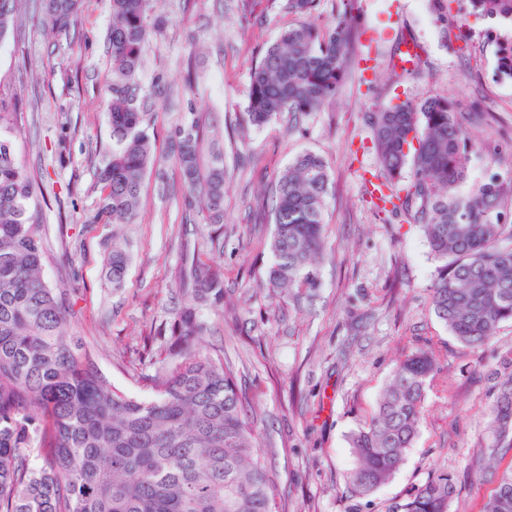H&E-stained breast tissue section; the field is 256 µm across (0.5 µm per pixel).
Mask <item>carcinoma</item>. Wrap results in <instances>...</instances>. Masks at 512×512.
Wrapping results in <instances>:
<instances>
[{
    "label": "carcinoma",
    "instance_id": "obj_1",
    "mask_svg": "<svg viewBox=\"0 0 512 512\" xmlns=\"http://www.w3.org/2000/svg\"><path fill=\"white\" fill-rule=\"evenodd\" d=\"M20 0H0V43L14 29ZM45 24L68 32L81 0H39ZM152 0H112L107 121L112 151L95 177L98 216L131 224L143 206L142 184L156 168L144 120L143 47L161 27ZM358 0H340L332 21L311 22L321 0H283L295 23L252 67L245 121L262 128L283 114L298 121L334 103L349 76ZM468 14L512 25V0H468ZM494 43L492 78L512 83V37ZM23 107L0 98V512H276L272 471L256 454V430L234 367L197 348L206 307L224 304V269L199 257L179 275L183 304L154 328L166 357L150 359L154 396L143 400L112 386L96 353L70 329L64 290L43 278L39 199L19 163L11 135ZM361 149L376 154L369 204L384 215L406 213L422 225L438 259L430 289L435 315L460 342L487 343L512 321V182L493 174L464 188L476 143L456 102L440 94L419 103L377 101L365 113ZM209 127L198 116L179 128L170 154L179 190L205 223H224V154L203 161ZM331 191L325 159L299 155L270 188L273 231L265 287H297L309 297L325 260L324 208ZM125 248L112 243L107 275L122 286ZM435 359L415 352L388 380L371 420L351 432L354 464L347 491L372 494L403 466L416 440ZM490 454L512 449V369L499 376L490 410ZM454 477L439 469L388 512H449ZM482 512H512V470L497 477Z\"/></svg>",
    "mask_w": 512,
    "mask_h": 512
}]
</instances>
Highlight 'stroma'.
Returning <instances> with one entry per match:
<instances>
[{"label":"stroma","instance_id":"stroma-1","mask_svg":"<svg viewBox=\"0 0 512 512\" xmlns=\"http://www.w3.org/2000/svg\"><path fill=\"white\" fill-rule=\"evenodd\" d=\"M240 4L154 0L169 24L150 34L140 73L142 92L155 103L147 132L169 180L178 181L179 173L168 142L191 115L224 130L239 128L224 141L230 167L220 251L212 249L201 215L190 212L182 196L159 194L152 174L142 185L136 223L97 219L93 171L112 147L105 96L110 0H83L80 23L66 34L51 32L35 10L21 9L13 36L0 46V97L23 98L16 156L49 200L43 276L67 289L70 325L94 341L98 366L112 385L147 400L153 392L144 376L162 349L150 336L178 307L183 249L195 248L203 261L223 267L227 292L223 305L205 313L209 332L200 348L220 349L240 370L257 452L277 476L278 512H386L441 468L456 483L451 512H482L496 487L486 468L494 442L491 374L512 359V321L481 347L451 335L431 307L438 262L421 226L409 215L371 208L361 174L373 158L353 156L351 149L374 101L417 102L439 93L468 115L466 128L479 144L472 179H512V84L491 77L489 23L468 17L466 0H452L444 21L430 0H359L355 25L365 37L360 54L371 59L370 76L355 72L331 107L296 127L283 115L258 129L243 122L250 69L293 18L269 0H251L247 17ZM403 31L422 53L417 75L398 81L391 55ZM192 50L200 64L188 88L183 75ZM306 151L327 160L333 180L324 211L332 258L318 268L310 307L264 288L272 226L254 227L260 190ZM116 239L130 255L119 288L105 273ZM420 350L433 356L438 371L427 386L414 446L391 480L367 498L352 499L348 437L371 418L396 365Z\"/></svg>","mask_w":512,"mask_h":512}]
</instances>
